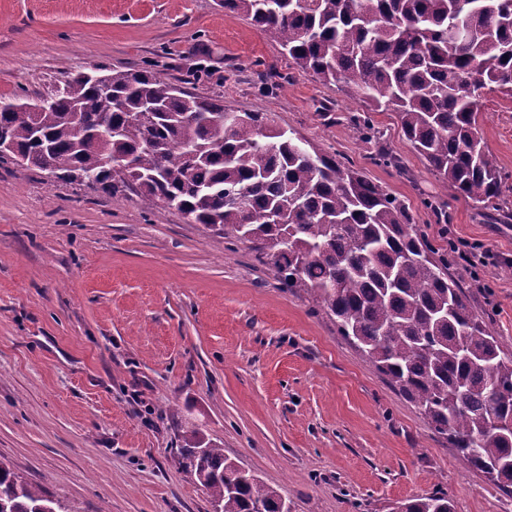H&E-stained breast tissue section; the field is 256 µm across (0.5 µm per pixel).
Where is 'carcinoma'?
Listing matches in <instances>:
<instances>
[{"label": "carcinoma", "mask_w": 512, "mask_h": 512, "mask_svg": "<svg viewBox=\"0 0 512 512\" xmlns=\"http://www.w3.org/2000/svg\"><path fill=\"white\" fill-rule=\"evenodd\" d=\"M278 43L300 76L334 85L371 113L398 115L409 147L454 195L491 213L509 200L506 176L477 125L481 89L512 92V0H222ZM96 70L103 90L74 76L45 112L27 94L0 99V127L26 168L71 181L81 171L109 194L132 187L251 244L283 285L336 323L411 400L460 460L512 495V351L476 314L448 259L406 205L361 172L270 123L265 112L226 118L224 101L148 70ZM101 118L79 132L76 115ZM123 164L122 177L104 172ZM246 195V205L237 197ZM176 458L222 512H290L288 499L243 471L197 429ZM5 512L63 506L0 460ZM395 512H454L437 490Z\"/></svg>", "instance_id": "obj_1"}]
</instances>
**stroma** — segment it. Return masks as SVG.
<instances>
[{
  "label": "stroma",
  "instance_id": "1",
  "mask_svg": "<svg viewBox=\"0 0 512 512\" xmlns=\"http://www.w3.org/2000/svg\"><path fill=\"white\" fill-rule=\"evenodd\" d=\"M94 65L271 113L404 201L430 240L445 228L488 251V264L451 271L512 349V221L446 190L396 112L375 113L362 139L358 102L298 75L220 0H0V98L52 96ZM479 122L512 176V98L488 94ZM381 146L399 169L373 164ZM182 427L281 489L291 512H390L438 489L454 512H512L249 243L131 190L0 162V459L70 512H210L176 461Z\"/></svg>",
  "mask_w": 512,
  "mask_h": 512
}]
</instances>
